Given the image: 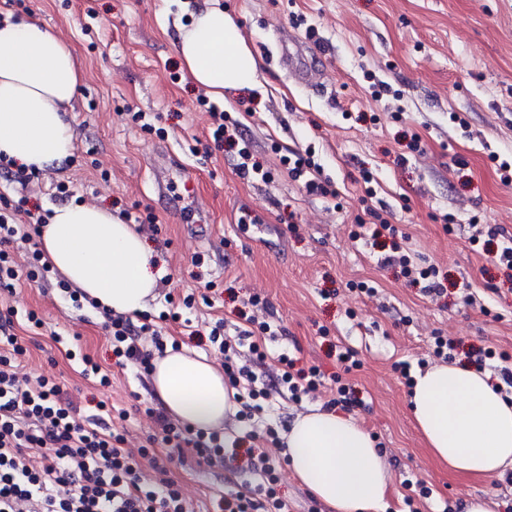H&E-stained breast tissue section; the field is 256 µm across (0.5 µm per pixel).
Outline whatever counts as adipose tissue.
Returning <instances> with one entry per match:
<instances>
[{"label": "adipose tissue", "instance_id": "1", "mask_svg": "<svg viewBox=\"0 0 512 512\" xmlns=\"http://www.w3.org/2000/svg\"><path fill=\"white\" fill-rule=\"evenodd\" d=\"M177 53L189 78L213 97L266 91L240 24L217 0L180 27ZM84 74L49 28L0 24V157L25 169L60 168L74 149L69 111ZM39 243L102 311L137 314L156 297L159 274L145 236L105 207H52ZM150 378L167 413L194 430L223 429L239 409L223 372L188 347L155 356ZM409 403L430 454L450 470L484 478L512 468V398L486 372L458 362L432 366L415 375ZM283 439L292 473L329 512H385L392 492L385 456L352 417L315 406L295 416Z\"/></svg>", "mask_w": 512, "mask_h": 512}]
</instances>
